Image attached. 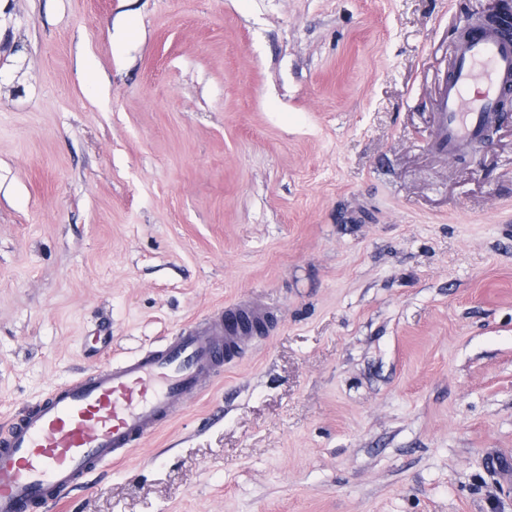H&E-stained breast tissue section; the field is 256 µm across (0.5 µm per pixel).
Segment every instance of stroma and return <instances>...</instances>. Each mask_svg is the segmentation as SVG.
Listing matches in <instances>:
<instances>
[{"mask_svg":"<svg viewBox=\"0 0 512 512\" xmlns=\"http://www.w3.org/2000/svg\"><path fill=\"white\" fill-rule=\"evenodd\" d=\"M495 3L0 0V427L277 314L51 512H512V123L429 146Z\"/></svg>","mask_w":512,"mask_h":512,"instance_id":"35a3bbf8","label":"stroma"}]
</instances>
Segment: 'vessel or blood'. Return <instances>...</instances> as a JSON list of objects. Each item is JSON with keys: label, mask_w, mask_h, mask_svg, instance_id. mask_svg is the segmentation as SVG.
I'll return each instance as SVG.
<instances>
[{"label": "vessel or blood", "mask_w": 512, "mask_h": 512, "mask_svg": "<svg viewBox=\"0 0 512 512\" xmlns=\"http://www.w3.org/2000/svg\"><path fill=\"white\" fill-rule=\"evenodd\" d=\"M512 89V31L473 19L453 43L435 104L432 142L456 157L480 139ZM265 309L225 304L204 322L118 363L54 388L0 430V512H35L156 434L265 330Z\"/></svg>", "instance_id": "b4317fda"}]
</instances>
